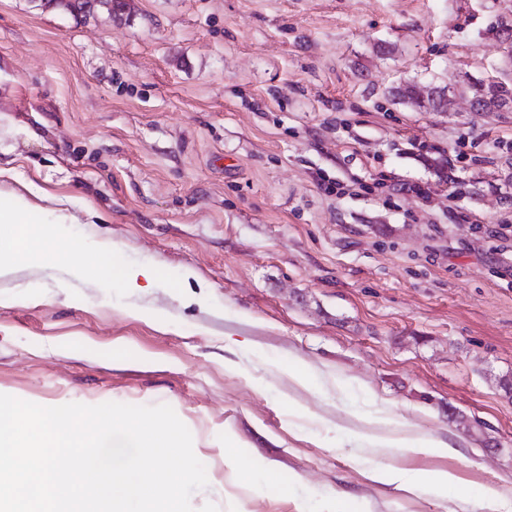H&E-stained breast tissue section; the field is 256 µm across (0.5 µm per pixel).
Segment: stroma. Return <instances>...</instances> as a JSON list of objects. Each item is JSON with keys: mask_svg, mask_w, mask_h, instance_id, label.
<instances>
[{"mask_svg": "<svg viewBox=\"0 0 512 512\" xmlns=\"http://www.w3.org/2000/svg\"><path fill=\"white\" fill-rule=\"evenodd\" d=\"M476 81L512 89V0H0V200H63L59 241L160 278L1 276L0 394L170 405L195 512H512V108ZM394 421L449 451L365 443ZM55 8H62L74 15L89 16L97 9H105L110 15L121 10L119 0H56ZM469 90L478 106L487 112L503 108L508 100L512 102L511 91L503 85L479 82L472 84ZM400 100H407L412 105L417 107L422 112H442V95L441 90L432 89L427 98L425 93H420V98L417 95L414 84H408L397 92ZM425 99H422V98ZM120 276L127 288H152L158 284L157 272L146 266H131L126 263L121 265ZM146 281V287L141 286V282ZM375 477L378 481L394 485L396 489L404 492L413 493L422 487L412 476L394 466L378 470Z\"/></svg>", "mask_w": 512, "mask_h": 512, "instance_id": "35a3bbf8", "label": "stroma"}]
</instances>
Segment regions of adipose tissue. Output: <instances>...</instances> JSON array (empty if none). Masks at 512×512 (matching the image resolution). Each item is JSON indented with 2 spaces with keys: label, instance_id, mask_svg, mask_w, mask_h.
Returning a JSON list of instances; mask_svg holds the SVG:
<instances>
[{
  "label": "adipose tissue",
  "instance_id": "obj_1",
  "mask_svg": "<svg viewBox=\"0 0 512 512\" xmlns=\"http://www.w3.org/2000/svg\"><path fill=\"white\" fill-rule=\"evenodd\" d=\"M44 208L34 203H13L0 207V276L11 272L14 267L32 262L55 268L74 270L80 278L97 281L119 273L127 288L136 289L140 284L155 287L158 275L153 268L146 266L123 265L121 271H114L113 263L122 256L118 245L112 241L101 242L97 249V259L91 264H81L76 260L82 246L76 242L50 244L53 224L72 223L71 215L55 210L52 220H43Z\"/></svg>",
  "mask_w": 512,
  "mask_h": 512
}]
</instances>
